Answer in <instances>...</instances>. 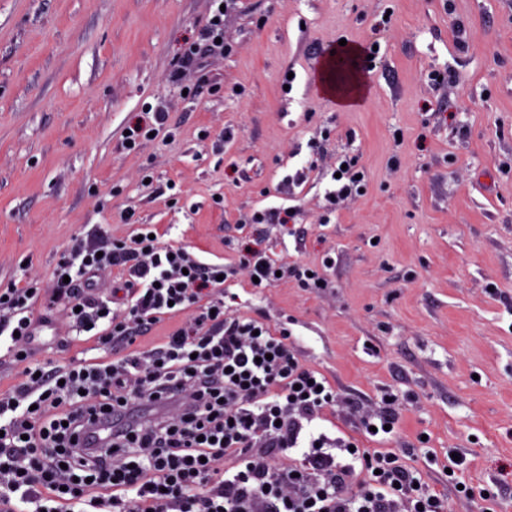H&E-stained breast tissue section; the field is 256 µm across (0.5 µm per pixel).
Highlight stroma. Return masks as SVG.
Here are the masks:
<instances>
[{
	"label": "stroma",
	"mask_w": 512,
	"mask_h": 512,
	"mask_svg": "<svg viewBox=\"0 0 512 512\" xmlns=\"http://www.w3.org/2000/svg\"><path fill=\"white\" fill-rule=\"evenodd\" d=\"M223 3L222 43L175 80L212 0H0V289L152 225L235 267L233 314L288 327L336 393L330 437L397 454L449 512H512V0ZM343 40L367 83L351 107L318 84ZM151 110L158 134L127 148ZM349 157L363 186L331 202ZM270 207L293 221L251 223ZM245 243L319 285L252 287ZM90 346L55 321L34 341ZM390 400L397 429L364 435Z\"/></svg>",
	"instance_id": "35a3bbf8"
}]
</instances>
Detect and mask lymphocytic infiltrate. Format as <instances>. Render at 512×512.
<instances>
[{"label": "lymphocytic infiltrate", "instance_id": "f902f5d3", "mask_svg": "<svg viewBox=\"0 0 512 512\" xmlns=\"http://www.w3.org/2000/svg\"><path fill=\"white\" fill-rule=\"evenodd\" d=\"M148 225L106 246L75 241L49 287L0 289V345L20 381L0 392V512H444L427 483L391 453L351 448L312 427L336 395L304 368L287 329L227 316L220 277L181 246L152 239ZM260 283L306 268L244 253ZM122 271L119 289L98 275ZM123 304L116 314L114 304ZM64 310L66 327L90 333L110 355L68 363L39 360L35 307ZM157 347L138 340L163 319ZM300 450L299 465L277 466Z\"/></svg>", "mask_w": 512, "mask_h": 512}]
</instances>
